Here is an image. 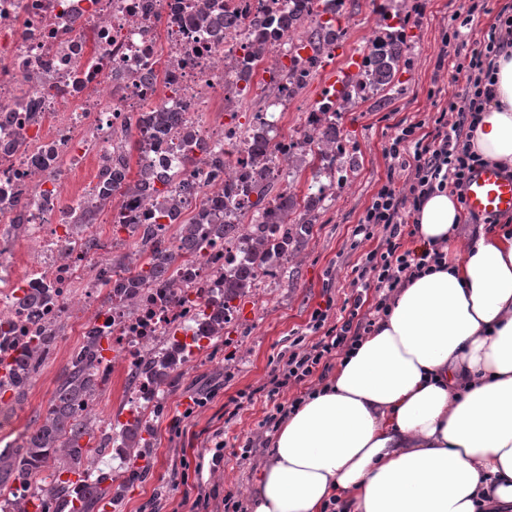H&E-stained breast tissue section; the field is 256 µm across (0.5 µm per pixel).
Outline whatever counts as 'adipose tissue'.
Wrapping results in <instances>:
<instances>
[{
	"instance_id": "ef3b65f1",
	"label": "adipose tissue",
	"mask_w": 512,
	"mask_h": 512,
	"mask_svg": "<svg viewBox=\"0 0 512 512\" xmlns=\"http://www.w3.org/2000/svg\"><path fill=\"white\" fill-rule=\"evenodd\" d=\"M472 150L512 169V47ZM443 253L275 434L252 512H512V229L456 194L414 215Z\"/></svg>"
}]
</instances>
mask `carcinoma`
Instances as JSON below:
<instances>
[{"instance_id": "carcinoma-1", "label": "carcinoma", "mask_w": 512, "mask_h": 512, "mask_svg": "<svg viewBox=\"0 0 512 512\" xmlns=\"http://www.w3.org/2000/svg\"><path fill=\"white\" fill-rule=\"evenodd\" d=\"M409 46L401 40L395 50L392 67L382 72L387 89L395 85V76L407 61ZM281 207L271 214L264 210L266 188L260 187L252 221L255 224H288L291 231L283 243H272L270 239L257 242V250L266 246L277 249L288 248V255L301 251L318 217V211L333 201L334 193L326 195L314 207L315 214L309 218L295 215L296 201L290 188L280 194ZM209 213L200 211L187 224H178L175 241L159 236L156 225H136L139 239V255L147 256L145 266L138 268L135 275L122 288H136L147 280H158L174 265L189 256L201 255L208 241L200 236L201 222ZM255 276L251 262H246L235 279L227 285L224 293V309L233 312L234 301L249 296L248 282ZM61 328L38 337L36 348L22 351L10 368L9 389L17 401H22L40 376L41 367L49 360L57 347ZM162 383L158 399H163L178 385L184 372L177 364L160 365L154 372ZM107 373L101 370L99 337L92 327H87L81 344L76 348L58 378L54 395L43 416V421L27 434L21 443L0 450V497L9 502L14 496V487L23 486L28 494L14 502L12 512H95L104 498H121L120 479L134 471L137 460L144 458L145 449L152 446L148 436L152 430L148 422L133 424H104L96 417L94 401ZM120 443L124 453V466L108 473L92 465V457L103 458L112 455L111 447Z\"/></svg>"}]
</instances>
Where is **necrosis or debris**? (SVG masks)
<instances>
[{
  "mask_svg": "<svg viewBox=\"0 0 512 512\" xmlns=\"http://www.w3.org/2000/svg\"><path fill=\"white\" fill-rule=\"evenodd\" d=\"M322 26L321 47H334L350 20L344 0H0V385L4 364L53 324L92 308L107 364L138 372L127 414L144 411L156 393L148 359L186 352L203 317L224 309V281L251 258L255 225L244 217L255 186L286 185L305 172L301 196L348 183L343 141L298 169L336 115L382 89L373 73L379 49L398 43L375 30L372 48L341 89L323 88L302 112L297 131L286 117L318 68L299 33ZM262 101L248 123L233 114ZM156 112L179 116L156 132ZM89 199L119 163L142 172L135 188L112 196L109 213L73 230L72 187L85 162ZM215 224L241 234L217 241L164 282L128 290L110 270L113 251L131 244L136 224L153 223L169 204L194 216L214 194ZM102 243L86 255L85 237Z\"/></svg>",
  "mask_w": 512,
  "mask_h": 512,
  "instance_id": "4bbe7bcc",
  "label": "necrosis or debris"
}]
</instances>
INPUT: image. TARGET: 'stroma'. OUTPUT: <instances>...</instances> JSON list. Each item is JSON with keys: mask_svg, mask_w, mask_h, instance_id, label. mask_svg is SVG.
I'll return each instance as SVG.
<instances>
[{"mask_svg": "<svg viewBox=\"0 0 512 512\" xmlns=\"http://www.w3.org/2000/svg\"><path fill=\"white\" fill-rule=\"evenodd\" d=\"M463 0H405L406 40L412 62L399 76V87L388 96L371 98L339 116V129L357 168L336 200L322 211L300 254L292 257L264 292L238 301L224 325V338L211 341L185 368L177 389L163 401L149 423L155 431L153 448L140 477L128 481L124 496L112 512H191L180 482L183 463L202 464V491L209 512H224L227 492L250 503L265 450L242 458L249 441L261 434L271 405L255 389L275 366L280 352L294 337L317 341L311 316L329 308L331 316L354 293L352 270L365 254L379 246L373 238L354 243L352 231L387 176L405 184L408 174L387 153L390 139L402 127L433 120L460 91L452 58L441 55L442 36L453 24ZM84 323L66 325L53 359L22 403L0 408L6 425L0 430V449L20 441L46 409L58 377L82 340ZM224 460L212 467L211 457Z\"/></svg>", "mask_w": 512, "mask_h": 512, "instance_id": "stroma-1", "label": "stroma"}]
</instances>
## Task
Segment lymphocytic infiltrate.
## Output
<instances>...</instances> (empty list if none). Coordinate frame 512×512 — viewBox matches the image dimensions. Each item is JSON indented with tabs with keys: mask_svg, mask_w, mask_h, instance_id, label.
Returning <instances> with one entry per match:
<instances>
[{
	"mask_svg": "<svg viewBox=\"0 0 512 512\" xmlns=\"http://www.w3.org/2000/svg\"><path fill=\"white\" fill-rule=\"evenodd\" d=\"M478 10L474 0L466 5L462 28L453 29L442 39L443 46H454L458 53L456 70L466 76L462 92L450 99L447 110L436 117L434 133H421L410 125L395 134L389 145L391 158L410 170L407 186L402 189L393 179H386L354 229L355 235L363 238H381L382 245L367 253L355 269L352 283L358 292L346 315L331 326L327 312L315 310L314 325L325 328V335L315 343L302 342L297 349L282 354L260 385V393L273 404L261 424L264 432H277L292 413V405L282 401L288 389L305 383L318 369L329 368L331 359L344 358L371 333L397 289L430 264L440 262L439 254L403 249L402 239L409 217L424 199L445 187L464 196L472 174L483 165L472 152L470 140L479 113L492 97L495 60L505 46L512 44V15L499 17L486 33L481 49L470 52L462 29L473 22ZM370 290L375 293L371 305L364 300Z\"/></svg>",
	"mask_w": 512,
	"mask_h": 512,
	"instance_id": "lymphocytic-infiltrate-1",
	"label": "lymphocytic infiltrate"
}]
</instances>
